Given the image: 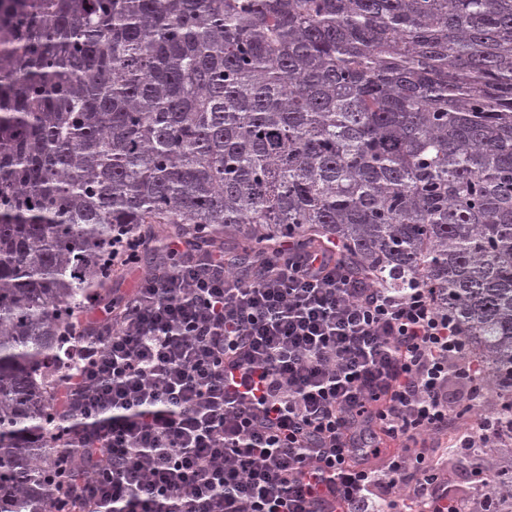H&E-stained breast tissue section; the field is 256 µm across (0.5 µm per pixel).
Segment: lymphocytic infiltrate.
<instances>
[{"label": "lymphocytic infiltrate", "instance_id": "lymphocytic-infiltrate-1", "mask_svg": "<svg viewBox=\"0 0 512 512\" xmlns=\"http://www.w3.org/2000/svg\"><path fill=\"white\" fill-rule=\"evenodd\" d=\"M66 364L68 425L52 499L76 512H464L422 448L386 439L443 431L494 442L487 389L434 289L352 277L335 246L297 252L243 282L223 254L168 239L118 315Z\"/></svg>", "mask_w": 512, "mask_h": 512}]
</instances>
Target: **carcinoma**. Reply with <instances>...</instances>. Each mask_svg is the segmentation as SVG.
I'll return each mask as SVG.
<instances>
[{
    "label": "carcinoma",
    "instance_id": "cac0c4a2",
    "mask_svg": "<svg viewBox=\"0 0 512 512\" xmlns=\"http://www.w3.org/2000/svg\"><path fill=\"white\" fill-rule=\"evenodd\" d=\"M166 224L436 289L512 441V0H0V512H48L112 229L147 263ZM489 471L471 512H512Z\"/></svg>",
    "mask_w": 512,
    "mask_h": 512
}]
</instances>
